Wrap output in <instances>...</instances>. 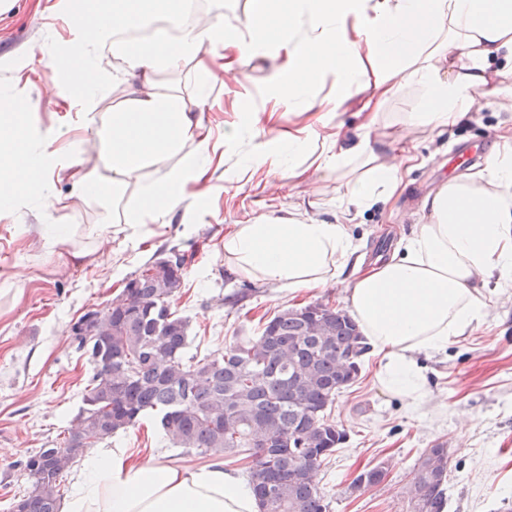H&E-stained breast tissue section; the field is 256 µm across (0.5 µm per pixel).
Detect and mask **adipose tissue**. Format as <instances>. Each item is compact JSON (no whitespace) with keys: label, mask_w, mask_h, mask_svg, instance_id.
I'll use <instances>...</instances> for the list:
<instances>
[{"label":"adipose tissue","mask_w":512,"mask_h":512,"mask_svg":"<svg viewBox=\"0 0 512 512\" xmlns=\"http://www.w3.org/2000/svg\"><path fill=\"white\" fill-rule=\"evenodd\" d=\"M193 0H82L58 61L77 122L94 125L97 160L87 163L71 140L73 122L40 130L23 104L0 111V212L32 206L46 254L95 261L103 238L118 231L138 245L145 224L170 223L189 187L207 183L217 146L195 107L215 73L287 42L288 76L276 79L283 104L304 100L334 74L333 108L361 95L364 122L352 138L300 130L239 154L242 167L269 162L289 177L318 168L345 181L333 219L275 211L234 225L224 259L237 274L295 292L344 280V300L379 358L378 380L407 413L427 398L421 356L447 350L486 324L493 289L512 286V137L502 136L475 172L459 173L428 192L422 224L394 251L364 266L344 222L405 190L403 169L381 162L370 131L387 102L407 85L423 94L404 113L408 126L445 132L465 119L476 97L501 95L512 76V0H289L271 22L255 7L244 28H225L222 14L189 23ZM119 63L111 69L106 58ZM194 62L191 95L163 76ZM124 106L98 111L112 86ZM68 173L72 204L93 208L92 224L68 214L48 218L53 178ZM64 512H258L248 485L217 461L198 469L153 455L130 461L126 449H95Z\"/></svg>","instance_id":"1"}]
</instances>
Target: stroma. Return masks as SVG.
<instances>
[{
  "label": "stroma",
  "instance_id": "1",
  "mask_svg": "<svg viewBox=\"0 0 512 512\" xmlns=\"http://www.w3.org/2000/svg\"><path fill=\"white\" fill-rule=\"evenodd\" d=\"M70 25L66 11L45 12L42 0H15L9 11H0V100H26L32 121L45 129L65 112L53 59L57 45L69 38ZM274 77L267 58L245 60L237 76L217 75L203 106L213 136L222 137L225 124L239 123L237 148L243 151L260 140L318 128L335 94V79L327 78L291 108L271 94ZM505 86L506 96L491 103L477 99L471 120L440 135L396 123L395 114L418 104L415 87L387 104V119L371 134L393 146L382 152V161L394 162L395 150L403 148L417 160L404 174L407 189L401 196L353 216L351 230L366 261L391 253L411 232L429 191L469 170L457 152L494 150L503 129L512 127V80ZM244 112H271L275 119L256 136L241 122ZM213 168L207 194L187 199L186 219L149 225L135 249L123 234H113L87 266L71 265L62 255L43 258L40 241L28 231L37 221L30 208L0 213V281L18 273L23 288L20 301L0 297V503L24 490L15 463L61 440L83 406L92 371L72 339L73 324L104 308L144 265L167 257L171 249L188 256L173 307L190 320L189 353L220 355L235 338L259 336L264 320L285 309L317 302L343 308V285L290 293L252 284L224 264V236L232 224L294 206L314 218H331L344 191L335 173L311 167L304 177L291 179L267 165L239 169L230 158ZM421 362L429 396L418 416L406 415L400 400L382 391L377 359L370 353L355 382L336 397L329 418L347 438L317 474L330 512H409L405 491L414 461L438 443L448 450L445 512H500L503 501H512V290L493 296L487 327ZM120 440L134 461L161 454L188 469L220 460L225 470L246 472V462L227 452L197 456L172 447L152 413ZM381 461L388 474L380 485L350 490L365 465Z\"/></svg>",
  "mask_w": 512,
  "mask_h": 512
}]
</instances>
